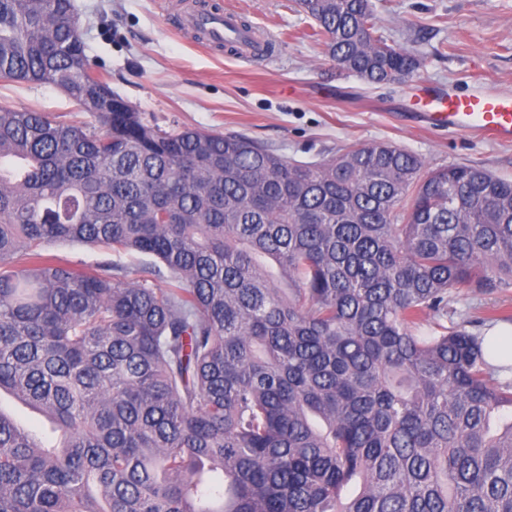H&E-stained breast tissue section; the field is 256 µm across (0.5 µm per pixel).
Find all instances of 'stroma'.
<instances>
[{
  "label": "stroma",
  "instance_id": "obj_1",
  "mask_svg": "<svg viewBox=\"0 0 512 512\" xmlns=\"http://www.w3.org/2000/svg\"><path fill=\"white\" fill-rule=\"evenodd\" d=\"M85 53L113 93L165 130L237 132L288 160L318 164L349 146L385 142L417 155L425 171L480 166L512 179V143L415 123V89L512 96V0H371L387 44L423 58L403 82L371 85L340 71L310 37L313 22L295 0H223L273 46L264 58L210 48L182 29L203 0H74ZM0 102L85 120L47 84L0 83ZM512 308V288H456L448 318L474 321L479 335Z\"/></svg>",
  "mask_w": 512,
  "mask_h": 512
}]
</instances>
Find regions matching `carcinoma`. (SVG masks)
<instances>
[{
  "instance_id": "carcinoma-1",
  "label": "carcinoma",
  "mask_w": 512,
  "mask_h": 512,
  "mask_svg": "<svg viewBox=\"0 0 512 512\" xmlns=\"http://www.w3.org/2000/svg\"><path fill=\"white\" fill-rule=\"evenodd\" d=\"M297 6L368 83L423 64L370 0ZM78 28L74 0H0V80L93 118L0 104V393L49 423L0 407V512H512V380L465 323L419 331L452 288L512 287V180L100 112ZM47 252L66 259L78 267L95 265L105 260H114L118 261L130 271H135L153 260L152 257L140 253L133 252L118 256L115 254L112 255V253H103L97 249H91L78 244H53L48 247Z\"/></svg>"
}]
</instances>
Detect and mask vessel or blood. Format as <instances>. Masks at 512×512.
Wrapping results in <instances>:
<instances>
[{"mask_svg": "<svg viewBox=\"0 0 512 512\" xmlns=\"http://www.w3.org/2000/svg\"><path fill=\"white\" fill-rule=\"evenodd\" d=\"M183 26L203 43L235 45L241 55L252 51L253 35L238 17L226 12L222 0L185 12ZM429 123L447 126L454 133L482 132L503 142L512 141V98L494 93L432 95L428 98Z\"/></svg>", "mask_w": 512, "mask_h": 512, "instance_id": "obj_1", "label": "vessel or blood"}]
</instances>
